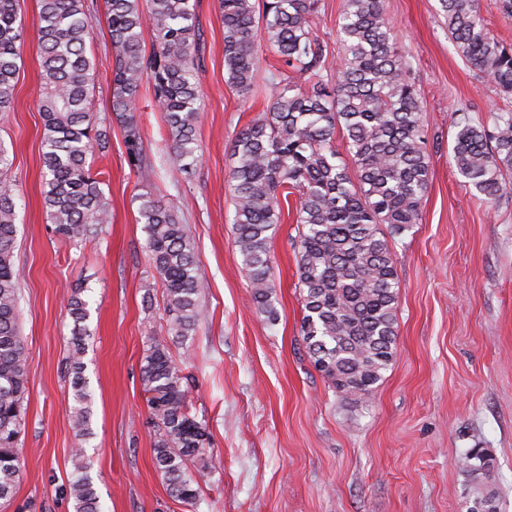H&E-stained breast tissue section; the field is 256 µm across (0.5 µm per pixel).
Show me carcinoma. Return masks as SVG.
I'll use <instances>...</instances> for the list:
<instances>
[{"mask_svg":"<svg viewBox=\"0 0 512 512\" xmlns=\"http://www.w3.org/2000/svg\"><path fill=\"white\" fill-rule=\"evenodd\" d=\"M115 69L112 111L134 110L143 78L165 114L178 171L192 176L201 161L196 128L201 91L195 79V4L191 0H105ZM318 0H220L224 23V71L239 93L252 91L261 47L279 68L267 112L234 140L233 224L243 269L256 306L271 307L270 242L280 222L282 189L299 194L297 274L304 314L300 335L315 369L337 391L364 398L395 358L397 274L388 238L421 220L430 184L423 106L410 65L398 52L384 0H344L338 39L342 55L329 58L313 31ZM455 50L499 90L512 93V48L488 30L477 0H440ZM38 48L43 93V203L54 232L82 240L111 222V204L92 175L88 156L105 151L107 128L91 106L94 60L87 54L92 21L86 0H38ZM153 33L150 53L142 49L145 27ZM24 30L19 0H0V112L11 109L20 71ZM306 75L302 89L296 76ZM342 133L356 169L335 149ZM129 156L142 179L154 174L139 129L125 127ZM452 160L465 183L494 205L505 191L503 172L512 171V113L492 125L457 124ZM13 157L0 140V500L12 501L21 473L18 442L26 424V352L19 330L15 247ZM150 260L162 277L169 332L184 338L200 314L204 288L186 226L159 201L141 197ZM67 308L73 320L75 405L78 435L91 434V394L83 376L88 303L75 290ZM143 381L155 428V465L172 496L195 503L200 487L188 464L208 441L206 425L191 414L188 377L170 356L168 340L149 337ZM490 456L477 448L460 458L473 479L487 475ZM77 477L70 485L75 512H99V497L84 450L74 452ZM467 512H500L496 492L473 499Z\"/></svg>","mask_w":512,"mask_h":512,"instance_id":"cac0c4a2","label":"carcinoma"}]
</instances>
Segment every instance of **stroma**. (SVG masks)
Returning <instances> with one entry per match:
<instances>
[{"instance_id": "stroma-1", "label": "stroma", "mask_w": 512, "mask_h": 512, "mask_svg": "<svg viewBox=\"0 0 512 512\" xmlns=\"http://www.w3.org/2000/svg\"><path fill=\"white\" fill-rule=\"evenodd\" d=\"M94 39L92 105L109 131L92 172L112 221L79 242L58 238L43 207L38 0H20L22 63L0 140L17 184L14 270L27 354L26 425L19 439L17 501L33 512H74L72 456L84 448L103 512H466L459 457L484 448L494 462L502 512H512V189L489 206L457 172L459 121L512 113V96L478 78L448 38L439 0H384L423 104L431 182L422 216L391 240L398 280L397 353L364 402L335 390L299 334L297 195L281 203L270 242L268 320L253 303L233 234L232 144L271 104L274 59L259 53L248 95L225 81L219 0H195L203 91L197 138L202 162L183 178L165 146L168 130L152 83L133 114L156 174L140 177L112 110V49L104 0H86ZM176 213L206 280L190 335L170 343L189 377L191 412L210 445L189 472L200 499L170 496L153 463L154 427L143 383L151 336L167 335L163 282L139 222L143 195ZM89 303L85 376L92 433L70 418L73 322L67 297Z\"/></svg>"}]
</instances>
